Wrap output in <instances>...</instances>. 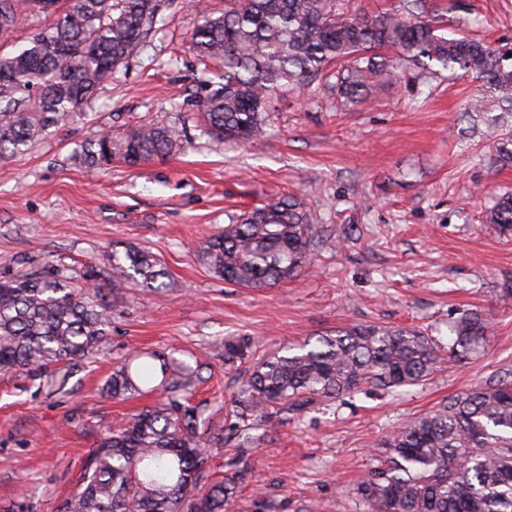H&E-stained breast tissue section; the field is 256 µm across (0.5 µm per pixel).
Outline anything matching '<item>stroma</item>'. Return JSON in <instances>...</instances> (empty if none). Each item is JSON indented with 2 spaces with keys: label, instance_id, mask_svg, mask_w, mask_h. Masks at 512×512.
Here are the masks:
<instances>
[{
  "label": "stroma",
  "instance_id": "35a3bbf8",
  "mask_svg": "<svg viewBox=\"0 0 512 512\" xmlns=\"http://www.w3.org/2000/svg\"><path fill=\"white\" fill-rule=\"evenodd\" d=\"M468 2L488 41L512 40V0ZM223 10L224 0H162L156 33L96 98L0 167V277L53 267L81 282L111 252L139 248L170 281L146 292L102 278L114 309L107 343L71 368L64 390L0 373V512H55L96 441L160 400L102 393L136 352L200 357L191 402L219 424L245 370L280 347L370 324L444 340L462 312L491 319L483 355L422 385L285 410L248 442L210 448L206 476L234 482L233 512H367L354 488L380 441L448 397L512 376V233L484 221L491 197L512 190V162L467 111L477 82L377 85L347 106L316 83L278 104L265 137L218 143L195 117L206 87L189 34L196 13ZM145 122L186 126L192 144L133 168L76 161L102 133ZM288 195L326 229L313 268L272 288L214 277L199 244L229 214ZM228 341L243 348L231 363Z\"/></svg>",
  "mask_w": 512,
  "mask_h": 512
}]
</instances>
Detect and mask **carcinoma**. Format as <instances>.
<instances>
[{"label": "carcinoma", "mask_w": 512, "mask_h": 512, "mask_svg": "<svg viewBox=\"0 0 512 512\" xmlns=\"http://www.w3.org/2000/svg\"><path fill=\"white\" fill-rule=\"evenodd\" d=\"M161 0H0V36L23 13L52 14L48 26L18 51L0 56V162L22 154L35 138L90 103L137 53L157 23ZM443 14L429 0H395L385 12L358 13L351 0H225L224 14L198 17L192 50L207 65L208 92L197 104L200 126L218 141L247 143L265 133L272 101L316 80L335 79L352 105L372 84L397 83L406 69L439 77L462 70L483 92L470 112H512V43L493 46L443 33ZM498 154L512 159V129L488 125ZM177 126L142 124L88 143L79 160L104 168L134 167L184 147ZM299 198L274 199L236 214L199 253L214 276L246 288L285 282L314 261L323 234ZM486 220L512 230V192L500 195ZM112 280L145 290L168 272L150 252L127 249L109 258ZM112 307L103 288L73 285L58 269L39 268L0 280V372L41 373L78 361L106 342ZM491 321L467 312L448 345L411 327H343L260 357L246 371L234 421L212 430L195 407L169 398L142 409L90 450L76 490L56 512H230L235 486H201L207 449L259 429L273 409L325 402L365 386L394 392L421 385L436 372L483 351ZM137 353L112 371L106 391L141 393L156 375L188 391L201 363L162 361ZM357 495L367 512H512V379L492 378L414 417L382 443Z\"/></svg>", "instance_id": "carcinoma-1"}]
</instances>
